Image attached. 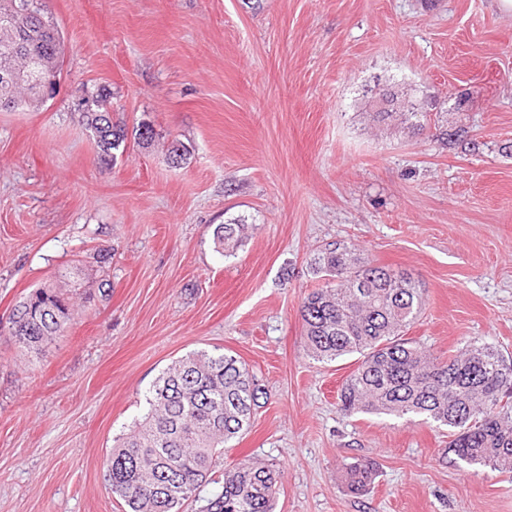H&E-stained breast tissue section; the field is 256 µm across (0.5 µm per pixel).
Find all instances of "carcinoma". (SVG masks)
I'll list each match as a JSON object with an SVG mask.
<instances>
[{"label":"carcinoma","instance_id":"1","mask_svg":"<svg viewBox=\"0 0 512 512\" xmlns=\"http://www.w3.org/2000/svg\"><path fill=\"white\" fill-rule=\"evenodd\" d=\"M38 15L25 18L15 48L0 34V64L7 61L23 83L0 84V112H15L45 100V84L56 85L59 71L47 73L42 60L60 61L63 37L49 19L47 0H35ZM103 92H84L83 122L96 140L99 161L116 160L127 133L100 111ZM419 132L428 113L410 105L400 113ZM251 225L220 224L213 231L216 252L232 255ZM311 266L325 285L309 292L299 313L307 352L319 361L359 355L356 369L340 389L341 410L393 416H420L452 428L448 448L468 466L512 472V364L492 347L470 343L446 359L402 338L423 310L418 281L403 271L370 265L341 243L327 245ZM68 299L39 289L13 309L8 332L21 347L38 350L60 333ZM258 380L234 356L205 350L172 362L153 382L144 417L116 439L108 460V481L130 512H181L196 499L215 469L223 467V490L203 512H274L278 473L241 462L224 467V445L251 425ZM372 466L348 468V487L362 492Z\"/></svg>","mask_w":512,"mask_h":512}]
</instances>
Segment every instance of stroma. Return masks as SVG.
Returning a JSON list of instances; mask_svg holds the SVG:
<instances>
[{"label": "stroma", "instance_id": "obj_1", "mask_svg": "<svg viewBox=\"0 0 512 512\" xmlns=\"http://www.w3.org/2000/svg\"><path fill=\"white\" fill-rule=\"evenodd\" d=\"M53 98L0 112V323L70 297L32 353L0 333V512H126L115 437L174 360L236 356L267 396L224 451L281 473L274 512H512V474L472 472L448 429L341 411L355 356H309L299 307L328 243L419 281L406 335L512 360V12L500 0H48ZM126 128L97 161L81 92ZM430 95L422 134L379 96ZM153 138L139 140L141 124ZM465 129L476 149L433 129ZM186 156L173 166L172 146ZM255 227L234 255L217 225ZM375 479L351 493L345 471Z\"/></svg>", "mask_w": 512, "mask_h": 512}]
</instances>
